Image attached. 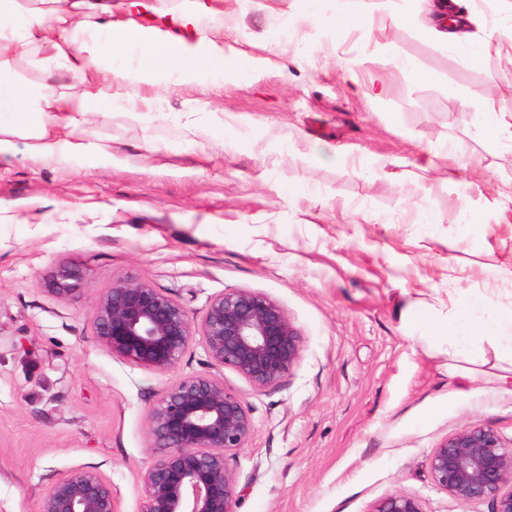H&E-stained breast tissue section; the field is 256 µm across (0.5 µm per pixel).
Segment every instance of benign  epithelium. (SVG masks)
I'll list each match as a JSON object with an SVG mask.
<instances>
[{
	"label": "benign epithelium",
	"mask_w": 512,
	"mask_h": 512,
	"mask_svg": "<svg viewBox=\"0 0 512 512\" xmlns=\"http://www.w3.org/2000/svg\"><path fill=\"white\" fill-rule=\"evenodd\" d=\"M94 337L125 361L159 373L176 369L195 333L211 362L230 368L257 389L290 375L301 359L302 336L273 299L248 290L213 299L200 323L172 297L132 279L119 280L95 301ZM255 425L240 397L208 374L173 383L149 414L157 458L142 473V512H235L237 483L226 453L248 446ZM436 485L458 502L489 499L491 512H512V445L492 428L471 424L429 456ZM39 512H116L112 483L98 471L73 468L53 477ZM376 512H423L404 494Z\"/></svg>",
	"instance_id": "7a95c632"
}]
</instances>
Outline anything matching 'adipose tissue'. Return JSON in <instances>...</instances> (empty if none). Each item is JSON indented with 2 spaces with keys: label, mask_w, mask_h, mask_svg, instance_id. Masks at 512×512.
Returning <instances> with one entry per match:
<instances>
[{
  "label": "adipose tissue",
  "mask_w": 512,
  "mask_h": 512,
  "mask_svg": "<svg viewBox=\"0 0 512 512\" xmlns=\"http://www.w3.org/2000/svg\"><path fill=\"white\" fill-rule=\"evenodd\" d=\"M299 17L327 33L352 31L370 34L374 7L387 9L396 24L410 21L407 12L390 10V0H336L326 9L324 0H296ZM205 0H184L164 25L136 21L113 23L110 0H70L66 7L22 6L20 0H0V153L16 148L24 139L28 153L54 158L61 146L75 153L89 150L87 127L101 117V101L121 103L126 113L151 111L154 98L138 94L139 86L154 87L163 75L176 73L178 82L194 86L200 67L232 78L244 73L260 75L259 59L244 52L225 53L224 45L203 23ZM470 14L463 0H438L421 24L424 35L459 52L488 54L512 50V33H500L478 46L468 41ZM136 48L139 63L132 70L109 68L112 56ZM26 61L34 70L51 75L66 73L77 90L68 93L50 83L40 90L9 77L12 62ZM475 123L482 139L512 148V106L495 99L473 98ZM435 307L411 304L410 324L423 339L447 346L450 368L468 376L481 375L504 387L512 383V307L502 308L485 295L462 294L450 300L443 322H436ZM493 344L507 356L505 364H488L484 344Z\"/></svg>",
  "instance_id": "adipose-tissue-1"
}]
</instances>
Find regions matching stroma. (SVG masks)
<instances>
[{
  "label": "stroma",
  "mask_w": 512,
  "mask_h": 512,
  "mask_svg": "<svg viewBox=\"0 0 512 512\" xmlns=\"http://www.w3.org/2000/svg\"><path fill=\"white\" fill-rule=\"evenodd\" d=\"M206 3L225 51L265 60L260 78L204 68L197 90L169 79L155 111L109 107L86 133L105 154L0 155V512H38L51 476L75 467L111 481L117 512H141L149 410L196 373L223 380L255 424L226 455L235 512H376L393 493L424 512H491L440 489L428 456L471 424L511 444L512 393L449 376L445 352L409 339L406 308L463 288L512 306V223L491 205L512 152L463 105L483 88L512 104V61L443 48L379 10L366 41L298 20L294 0ZM364 48L370 63L340 67ZM435 154L440 170H425ZM61 267L79 291L53 292ZM125 278L196 324L224 292L266 294L299 330L300 362L258 389L199 338L168 374L114 357L92 315Z\"/></svg>",
  "instance_id": "1"
}]
</instances>
